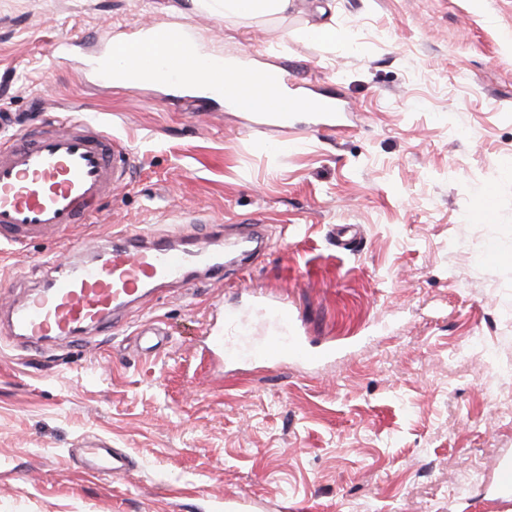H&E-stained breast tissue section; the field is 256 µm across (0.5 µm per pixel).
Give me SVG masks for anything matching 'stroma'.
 Wrapping results in <instances>:
<instances>
[{
  "label": "stroma",
  "instance_id": "stroma-1",
  "mask_svg": "<svg viewBox=\"0 0 512 512\" xmlns=\"http://www.w3.org/2000/svg\"><path fill=\"white\" fill-rule=\"evenodd\" d=\"M144 24L209 57L289 67L353 108L347 129L252 113L92 60ZM329 25L334 39L304 37ZM71 46L49 55L59 40ZM0 126L87 118L128 145V183L87 224L0 247V307L45 260L127 229L256 225L258 257L124 310L109 331L23 348L0 327V512H512V0H0ZM488 198L490 209L478 202ZM353 234L336 247L341 227ZM287 304L312 348L288 367L209 354L224 314ZM160 343L134 342L148 324ZM105 444L112 475L82 461ZM295 0H224V15L277 16L288 13ZM85 459L94 462L95 468L104 473H120L127 470L128 457L117 448H100L97 446L81 448Z\"/></svg>",
  "mask_w": 512,
  "mask_h": 512
}]
</instances>
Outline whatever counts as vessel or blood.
<instances>
[{"instance_id":"1","label":"vessel or blood","mask_w":512,"mask_h":512,"mask_svg":"<svg viewBox=\"0 0 512 512\" xmlns=\"http://www.w3.org/2000/svg\"><path fill=\"white\" fill-rule=\"evenodd\" d=\"M132 53L142 68L159 73L174 86L180 84L186 67L209 70L211 91L243 104H275L288 85L287 75L265 76L250 68L240 69L235 81L224 82L223 65L202 58L177 25H148L137 40L113 46L98 68L100 78L118 79L115 63ZM310 108L321 125H338L348 117L347 105L338 98H317ZM130 166L128 148L86 119L52 122L0 142V243L22 245L87 223L101 200L123 185ZM91 254L88 261H49L37 291L9 308L10 334L28 346L77 339L110 329L121 307L146 301L156 285L184 279L192 268L205 267L214 279L224 276L215 241L189 235L151 237L131 231ZM263 308L277 325L276 334L255 339L247 325L229 313L223 335L212 339L213 348L232 358L259 357L283 364L312 363L335 355V345L315 354L300 337L289 335L286 305L267 302ZM82 454L104 473H119L129 465L127 456L116 448L94 446Z\"/></svg>"}]
</instances>
